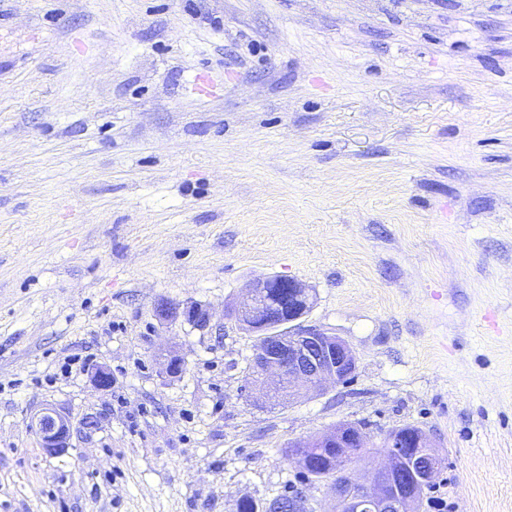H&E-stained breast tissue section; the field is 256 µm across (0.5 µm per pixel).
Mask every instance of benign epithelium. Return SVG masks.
Here are the masks:
<instances>
[{
  "label": "benign epithelium",
  "instance_id": "obj_1",
  "mask_svg": "<svg viewBox=\"0 0 512 512\" xmlns=\"http://www.w3.org/2000/svg\"><path fill=\"white\" fill-rule=\"evenodd\" d=\"M286 287L288 316L249 325V332L257 336H271L273 341L254 350L248 380L254 388L255 401H264L269 393L288 396L292 403L309 392H320L331 386L344 385L355 375L357 357L350 344L335 333L305 323L314 304L312 291L302 282L280 276L253 280L241 300L225 309V318L235 323H246V318L263 307L266 289ZM154 315L167 325L181 320L200 331H216L223 335V325L214 322L211 310L197 303L173 305L162 302ZM184 362L175 354L164 359L161 373L175 377L182 373ZM91 375L95 385L104 391L112 389V371L98 365ZM30 426L41 440L42 448L54 455L69 448L71 427L68 418L52 407L34 413ZM368 433L331 429L310 440H296L293 448H361ZM389 451L383 454L369 477L354 476L343 483L333 481L330 490L336 502L347 512H417L423 490L432 485L442 471L438 457L430 452L433 441L425 431H389L385 434ZM308 497L306 489L299 488L289 501L275 498L261 504L260 512H305Z\"/></svg>",
  "mask_w": 512,
  "mask_h": 512
}]
</instances>
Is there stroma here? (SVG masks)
<instances>
[{
    "mask_svg": "<svg viewBox=\"0 0 512 512\" xmlns=\"http://www.w3.org/2000/svg\"><path fill=\"white\" fill-rule=\"evenodd\" d=\"M269 275L348 384L254 405L256 336L154 317ZM340 423L430 434L420 512H512V0H0V512H331L286 448ZM30 426L41 440L47 453L59 454L70 448L71 427L68 418L52 407H44L34 413ZM288 504L281 498H275L269 502L262 503L260 511L262 512H306L308 497L305 488H299L296 493L289 496ZM304 510V511H302Z\"/></svg>",
    "mask_w": 512,
    "mask_h": 512,
    "instance_id": "obj_1",
    "label": "stroma"
}]
</instances>
